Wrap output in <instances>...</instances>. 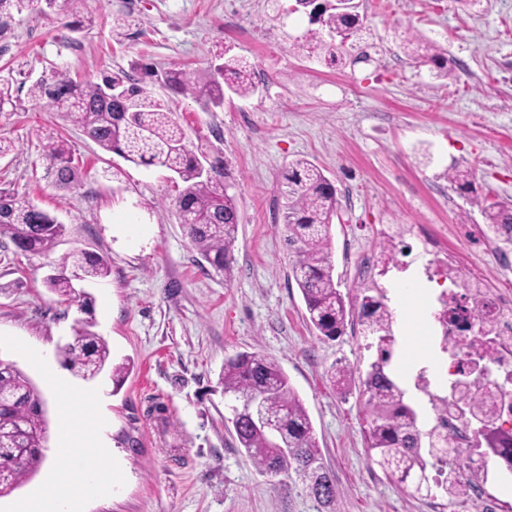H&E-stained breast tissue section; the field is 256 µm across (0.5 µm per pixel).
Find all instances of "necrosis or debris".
Masks as SVG:
<instances>
[{
    "label": "necrosis or debris",
    "mask_w": 512,
    "mask_h": 512,
    "mask_svg": "<svg viewBox=\"0 0 512 512\" xmlns=\"http://www.w3.org/2000/svg\"><path fill=\"white\" fill-rule=\"evenodd\" d=\"M418 245L423 254L432 258L434 273L447 280L444 302L436 310H447L445 321H433L430 339L448 347L445 370L436 373L419 372L415 387L433 404L434 425L447 435L450 458H461L462 467L450 466L441 479L448 485L467 487L470 498L478 500L483 512H501L502 500L497 487L489 480L491 470L512 476V446L488 454L475 444V433L465 405L459 399L460 390L479 395L494 390L496 398L489 411L498 424H512V289L490 293L482 291L479 277L460 278L455 257L438 239L419 232ZM481 290L479 306L465 302L463 295ZM473 336L486 339L485 365L467 368L465 341Z\"/></svg>",
    "instance_id": "1"
}]
</instances>
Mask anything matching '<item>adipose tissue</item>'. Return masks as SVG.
I'll use <instances>...</instances> for the list:
<instances>
[{"label":"adipose tissue","instance_id":"obj_1","mask_svg":"<svg viewBox=\"0 0 512 512\" xmlns=\"http://www.w3.org/2000/svg\"><path fill=\"white\" fill-rule=\"evenodd\" d=\"M47 384L63 404L60 415V451L66 454L73 480H63L52 473L39 491L28 501L24 512H80L83 496L106 494L112 489V453L105 437H98L93 449L74 447L78 425L72 408L91 400L90 392L69 386L51 366H44Z\"/></svg>","mask_w":512,"mask_h":512}]
</instances>
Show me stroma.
I'll return each instance as SVG.
<instances>
[{
  "label": "stroma",
  "instance_id": "stroma-1",
  "mask_svg": "<svg viewBox=\"0 0 512 512\" xmlns=\"http://www.w3.org/2000/svg\"><path fill=\"white\" fill-rule=\"evenodd\" d=\"M362 29L341 60L309 55L308 16L295 0H85L76 17L52 8L13 14L0 34V71L15 80L21 108L0 111V182L57 216L63 232L51 251L17 252L0 239V359L13 362L45 404V456L57 453L62 409L27 343L53 365L82 321L129 362L121 387L110 372L73 386L96 392L86 404L91 441L103 427L112 446L111 493L82 512H317L296 476L260 472L224 421V363L241 352L273 357L302 399L339 490L336 512H474L404 491L371 463L362 434V391L341 395L329 382L340 364L366 368L375 355L359 323L337 340L310 327L284 241L282 176L292 160L318 164L336 188L331 260L342 292L358 286L391 294L423 264L367 280L358 273L386 228L422 225L486 287L512 281L477 206L444 176L471 168L478 196L512 201V0H357ZM437 46L457 78H436L408 41ZM248 60L256 90L202 109L190 98L171 106L199 158L224 163L240 212L231 280L202 269L172 199L178 187L159 167L103 152L62 113L28 101L29 87L52 70L87 81L138 64L178 65L212 76L221 54ZM62 137L77 182L57 187L46 136ZM85 250L111 263L84 283L90 311L45 283L59 259Z\"/></svg>",
  "mask_w": 512,
  "mask_h": 512
}]
</instances>
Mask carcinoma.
I'll return each mask as SVG.
<instances>
[{
  "label": "carcinoma",
  "mask_w": 512,
  "mask_h": 512,
  "mask_svg": "<svg viewBox=\"0 0 512 512\" xmlns=\"http://www.w3.org/2000/svg\"><path fill=\"white\" fill-rule=\"evenodd\" d=\"M56 0H0V17L21 12L43 13ZM319 28L309 31L311 51L324 50L334 55L336 44L324 39L328 31L356 32L358 14L346 15L336 4H321L309 15ZM422 59L437 68L436 77L454 79V70L441 52L425 48ZM156 73L143 69L136 78L121 70L103 76L99 82L74 80L68 71L58 69L51 78L41 79L29 88L30 100L58 109L79 125L106 151L146 167L156 166L172 172L181 183L176 198L180 222L187 229L191 244L214 273L232 278V254L240 221L235 195L224 184L223 170L204 171L199 157L186 144V134L176 121L171 99L157 98L148 91L145 78ZM170 93L191 97L206 108L224 105L226 93L240 97L255 90L252 72L240 59L226 57L216 76L201 82L192 73L172 67L161 74ZM12 78L0 75V112L17 107ZM59 187L77 180L69 148L63 140L49 138L46 146ZM450 185L467 192L473 184L468 169L455 168L446 174ZM283 224L287 241L295 246L293 277L302 293L308 320L316 335L335 340L345 333L353 318L366 328L364 336L377 340L376 357L361 380L364 396V439L369 459L400 485L415 488L418 476L426 482L421 496H434L440 487L437 475L448 466V437L424 429L416 409L405 401L406 391L395 381V311L383 292L368 293L366 288L344 294L335 279L331 261L330 228L336 216V188L311 161L297 158L284 176ZM489 228L512 241V203L474 198ZM56 217L20 197L15 190L0 184V238L7 237L23 252H47L62 234ZM110 262L90 252H72L61 257L54 274L46 279L50 290L67 299L88 303V294L75 288L78 282H93L107 277ZM84 322L75 330L73 341L58 348L63 365L76 376L91 381L107 367L112 382L119 387L129 365L111 360L108 343ZM336 389L346 395L354 383V369L338 366L330 373ZM225 400L250 398L255 413L280 433L275 444L264 425L243 419L235 430L238 443L253 464L271 475L295 474L322 512H335L338 488L322 462V453L307 409L290 385L288 375L272 357L261 352H242L224 363L222 376ZM494 392L481 398L467 393L460 400L475 416L486 414ZM45 400L33 383L12 363L0 360V491L14 490L43 464L47 442L44 418ZM480 443L490 453L512 442V433L498 428V434L479 433Z\"/></svg>",
  "instance_id": "1"
}]
</instances>
